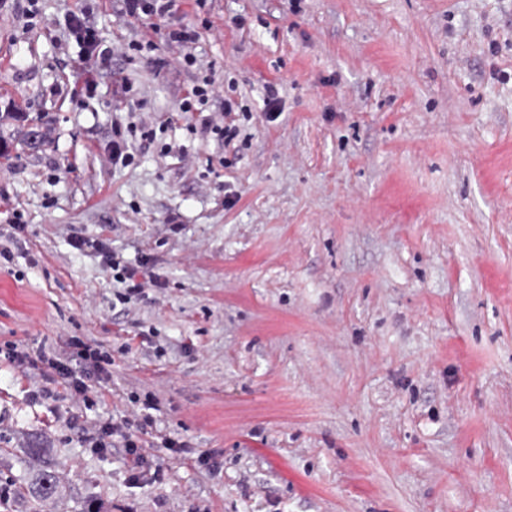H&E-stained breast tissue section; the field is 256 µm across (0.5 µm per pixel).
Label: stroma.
<instances>
[{"instance_id": "stroma-1", "label": "stroma", "mask_w": 512, "mask_h": 512, "mask_svg": "<svg viewBox=\"0 0 512 512\" xmlns=\"http://www.w3.org/2000/svg\"><path fill=\"white\" fill-rule=\"evenodd\" d=\"M81 5L0 8V112L52 136L0 157V512H512V0H176L194 68L128 51L144 24L95 0L121 104L102 64L81 92ZM208 66L242 140L170 122L113 166L114 124L168 120ZM76 235L162 287L120 301ZM74 336L111 361L84 401L5 356ZM148 403L158 478L135 484L81 437ZM60 484V476L54 470H43L36 477L31 491L33 497L36 498V503L56 495L59 491Z\"/></svg>"}]
</instances>
